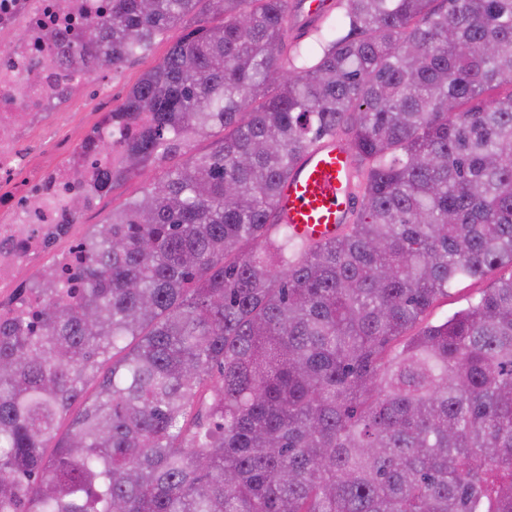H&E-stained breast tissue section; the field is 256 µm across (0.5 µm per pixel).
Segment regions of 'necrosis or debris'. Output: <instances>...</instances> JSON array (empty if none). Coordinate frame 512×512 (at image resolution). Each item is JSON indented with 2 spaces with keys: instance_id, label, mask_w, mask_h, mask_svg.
Returning a JSON list of instances; mask_svg holds the SVG:
<instances>
[{
  "instance_id": "necrosis-or-debris-1",
  "label": "necrosis or debris",
  "mask_w": 512,
  "mask_h": 512,
  "mask_svg": "<svg viewBox=\"0 0 512 512\" xmlns=\"http://www.w3.org/2000/svg\"><path fill=\"white\" fill-rule=\"evenodd\" d=\"M106 10L107 0H0V322L37 306L29 286L44 273L43 253L61 245L54 265L63 269L82 257L87 238L73 232L68 199L95 206L94 172L120 161L97 149L91 131L60 142L56 163L31 145L89 85V71H75L60 52L69 27Z\"/></svg>"
}]
</instances>
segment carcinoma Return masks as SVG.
Here are the masks:
<instances>
[{
	"label": "carcinoma",
	"instance_id": "obj_1",
	"mask_svg": "<svg viewBox=\"0 0 512 512\" xmlns=\"http://www.w3.org/2000/svg\"><path fill=\"white\" fill-rule=\"evenodd\" d=\"M111 2L75 70L205 19L112 111L99 186L188 157L0 324V512H512V0H341L314 50L289 0ZM330 135L359 207L302 243L273 205ZM495 274H489L482 279L465 280L448 292V296L438 299L430 309L428 320L437 322L445 319L454 311L467 305V302L477 297L486 288H490L495 280Z\"/></svg>",
	"mask_w": 512,
	"mask_h": 512
}]
</instances>
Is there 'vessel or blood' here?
Segmentation results:
<instances>
[{
    "instance_id": "obj_1",
    "label": "vessel or blood",
    "mask_w": 512,
    "mask_h": 512,
    "mask_svg": "<svg viewBox=\"0 0 512 512\" xmlns=\"http://www.w3.org/2000/svg\"><path fill=\"white\" fill-rule=\"evenodd\" d=\"M355 168L344 141L328 138L294 167L275 204L279 223L297 240L324 241L350 223Z\"/></svg>"
}]
</instances>
